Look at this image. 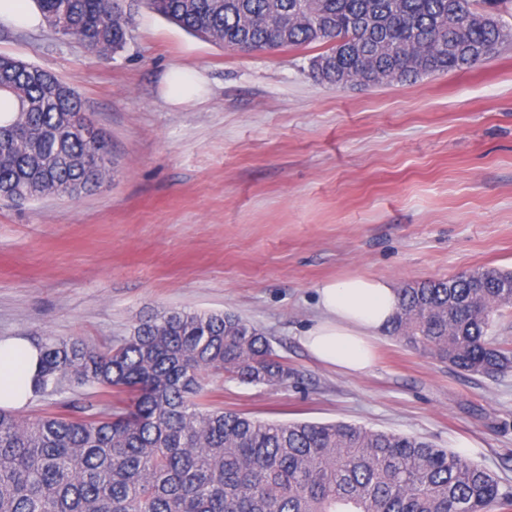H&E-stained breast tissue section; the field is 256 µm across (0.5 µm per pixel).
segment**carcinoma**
<instances>
[{"label":"carcinoma","instance_id":"carcinoma-1","mask_svg":"<svg viewBox=\"0 0 512 512\" xmlns=\"http://www.w3.org/2000/svg\"><path fill=\"white\" fill-rule=\"evenodd\" d=\"M114 0H35L47 25L99 58L124 49L130 16ZM197 36L271 54L318 43L314 78L371 87L470 69L512 39L471 0H146ZM76 91L52 71L0 55V199L74 200L112 168L105 136L86 138ZM387 333L467 374L512 371L491 336L512 307V271L408 283ZM34 396L92 387L103 411L21 415L0 408V512H509L487 469L414 435L347 423L279 422L209 408L202 372L286 387L295 372L264 331L231 312L165 309L120 343H37Z\"/></svg>","mask_w":512,"mask_h":512}]
</instances>
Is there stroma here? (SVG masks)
Segmentation results:
<instances>
[{"mask_svg": "<svg viewBox=\"0 0 512 512\" xmlns=\"http://www.w3.org/2000/svg\"><path fill=\"white\" fill-rule=\"evenodd\" d=\"M102 61L46 24L0 21V54L53 71L106 135L112 170L71 201H0V336L116 344L169 308L232 312L298 373L285 387L203 375L208 403L348 422L455 451L512 492V371L469 375L382 335L347 376L299 337L320 282L395 286L512 270V43L481 65L363 89L316 81L318 46L243 55L141 4ZM190 99L171 95L178 74Z\"/></svg>", "mask_w": 512, "mask_h": 512, "instance_id": "obj_1", "label": "stroma"}]
</instances>
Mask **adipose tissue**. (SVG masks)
I'll use <instances>...</instances> for the list:
<instances>
[{
	"mask_svg": "<svg viewBox=\"0 0 512 512\" xmlns=\"http://www.w3.org/2000/svg\"><path fill=\"white\" fill-rule=\"evenodd\" d=\"M319 314L301 336L317 361L349 376L375 363L373 342L391 322L398 296L383 277L354 275L317 287ZM41 352L23 336L0 337V408L20 409L33 396Z\"/></svg>",
	"mask_w": 512,
	"mask_h": 512,
	"instance_id": "adipose-tissue-1",
	"label": "adipose tissue"
}]
</instances>
